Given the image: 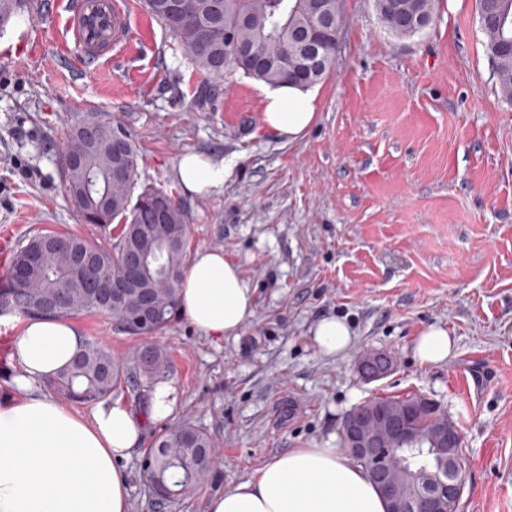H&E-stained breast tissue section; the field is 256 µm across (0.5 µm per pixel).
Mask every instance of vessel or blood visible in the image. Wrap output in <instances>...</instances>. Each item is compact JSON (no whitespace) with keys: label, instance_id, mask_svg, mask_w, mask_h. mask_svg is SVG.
Returning <instances> with one entry per match:
<instances>
[{"label":"vessel or blood","instance_id":"vessel-or-blood-1","mask_svg":"<svg viewBox=\"0 0 512 512\" xmlns=\"http://www.w3.org/2000/svg\"><path fill=\"white\" fill-rule=\"evenodd\" d=\"M50 10L65 13V38L88 71L116 60L134 61L144 52L131 32L135 0H49Z\"/></svg>","mask_w":512,"mask_h":512}]
</instances>
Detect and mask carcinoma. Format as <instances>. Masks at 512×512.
Returning <instances> with one entry per match:
<instances>
[{"mask_svg": "<svg viewBox=\"0 0 512 512\" xmlns=\"http://www.w3.org/2000/svg\"><path fill=\"white\" fill-rule=\"evenodd\" d=\"M182 0L183 9L173 12L168 0H144L147 12L158 20L183 49L187 59L207 81L231 80L236 75L270 86L292 83L312 87L335 68L338 40L325 38L320 45L321 67L306 72L300 81L295 73L306 64L307 47L297 38L324 10L341 24V0ZM436 0H376L386 29L397 37H412L434 21ZM480 28L492 63L497 93L512 105V0H477ZM202 26L219 30L208 49L198 48ZM97 127L90 138L83 126ZM112 122L90 113L69 127L61 152V179L77 216L85 224L114 226L116 243L93 245L63 232L37 229L17 243L7 277L0 282V301L9 299L13 313L23 316L76 317L100 313L112 319L115 330L144 343L124 359L98 343L87 342L72 362L45 384L71 403H98L125 386L143 400L157 384L169 380L174 364L166 349L153 341L180 316L179 283L186 266L190 228L183 208L164 190L145 188L132 199L138 181V154L126 131V177L112 178ZM146 254L152 269L139 277L137 286L105 304L96 298L101 278L122 274L127 256ZM156 311L147 328L129 327L145 297ZM384 412L408 415L427 443L435 441L436 424L446 412L417 395L374 398L362 404ZM393 465L414 474L406 480L407 494L415 498L432 486V471L439 457L420 451L418 442H394ZM215 438L188 420L170 424L153 434L145 457L151 467L142 471L146 482L158 491L156 503L165 504L190 494L211 470Z\"/></svg>", "mask_w": 512, "mask_h": 512, "instance_id": "carcinoma-1", "label": "carcinoma"}]
</instances>
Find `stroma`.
<instances>
[{"mask_svg":"<svg viewBox=\"0 0 512 512\" xmlns=\"http://www.w3.org/2000/svg\"><path fill=\"white\" fill-rule=\"evenodd\" d=\"M335 70L316 85V118L287 142L263 123L260 81L236 77L205 110L203 78L147 12L132 19L157 57L149 78L64 68L55 15L37 11L0 33V280L11 248L33 229L105 244L80 223L59 177L69 127L92 112L123 126L140 156L139 187L184 209L192 250L217 248L256 290L239 336L216 341L179 319L159 342L173 357V421L217 439L218 464L190 497L158 506L141 454L122 461L130 512H206L208 499L291 448L339 442L344 416L374 397L421 394L456 423L464 491L458 512H512V107L495 91L476 0H438L433 24L396 38L375 0H344ZM229 166L222 187L189 194L180 159ZM344 318L343 357L313 340ZM0 323V399L14 395L15 337ZM86 340L121 358L133 338L111 320H74ZM441 326L454 355L424 365L418 335ZM387 353L391 371L361 378L360 356Z\"/></svg>","mask_w":512,"mask_h":512,"instance_id":"stroma-1","label":"stroma"}]
</instances>
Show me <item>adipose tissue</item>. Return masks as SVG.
Returning a JSON list of instances; mask_svg holds the SVG:
<instances>
[{
	"mask_svg": "<svg viewBox=\"0 0 512 512\" xmlns=\"http://www.w3.org/2000/svg\"><path fill=\"white\" fill-rule=\"evenodd\" d=\"M263 120L272 135L297 139L313 123L314 91L284 83L264 93ZM186 192L223 185L224 163L193 154L178 165ZM181 312L206 336H238L255 316V290L222 250L197 251L180 282ZM319 349L343 356L354 333L341 318L319 320ZM84 339L71 323L51 316L26 319L17 338L20 398L0 401V512H129L120 461L137 453L147 420L174 414L176 390L155 386L147 413L121 401L88 412L58 403L41 383L67 365ZM207 512H388L363 466L339 448H291L255 476L212 496Z\"/></svg>",
	"mask_w": 512,
	"mask_h": 512,
	"instance_id": "1",
	"label": "adipose tissue"
}]
</instances>
